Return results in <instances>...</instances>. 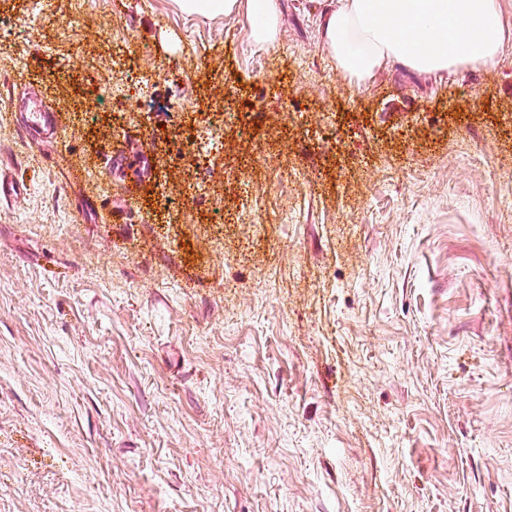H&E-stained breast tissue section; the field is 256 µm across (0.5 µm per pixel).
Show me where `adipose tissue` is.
Listing matches in <instances>:
<instances>
[{"mask_svg":"<svg viewBox=\"0 0 512 512\" xmlns=\"http://www.w3.org/2000/svg\"><path fill=\"white\" fill-rule=\"evenodd\" d=\"M185 13L215 17L246 8L254 40L275 41L277 0H179ZM340 76L359 85L384 66L457 74L496 66L512 48L500 0H336L321 27Z\"/></svg>","mask_w":512,"mask_h":512,"instance_id":"obj_1","label":"adipose tissue"}]
</instances>
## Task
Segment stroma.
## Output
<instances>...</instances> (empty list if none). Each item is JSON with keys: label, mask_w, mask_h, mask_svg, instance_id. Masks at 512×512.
<instances>
[{"label": "stroma", "mask_w": 512, "mask_h": 512, "mask_svg": "<svg viewBox=\"0 0 512 512\" xmlns=\"http://www.w3.org/2000/svg\"><path fill=\"white\" fill-rule=\"evenodd\" d=\"M279 2L0 0V512H512V51ZM181 10L191 15L215 17L237 12L241 0H178ZM246 7L254 40L262 45L273 43L280 25L277 0H247ZM335 4V5H334ZM321 27L340 76L360 85L384 66L422 75L496 66L512 45L500 0H336Z\"/></svg>", "instance_id": "obj_1"}]
</instances>
